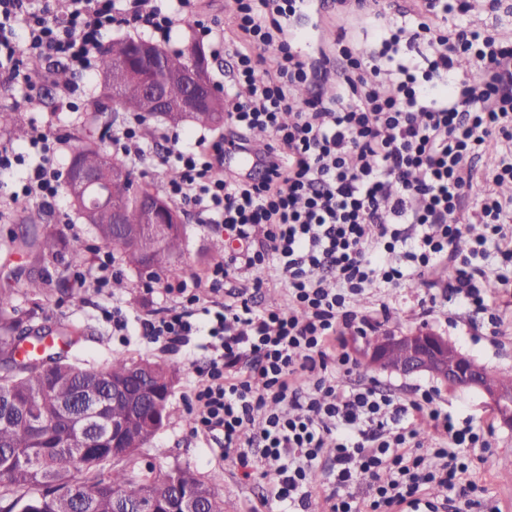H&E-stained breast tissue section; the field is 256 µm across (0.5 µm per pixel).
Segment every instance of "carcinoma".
<instances>
[{"label": "carcinoma", "mask_w": 512, "mask_h": 512, "mask_svg": "<svg viewBox=\"0 0 512 512\" xmlns=\"http://www.w3.org/2000/svg\"><path fill=\"white\" fill-rule=\"evenodd\" d=\"M132 38L114 41L103 53L100 72L102 95L93 102L89 121L100 118L118 104L129 105L128 111L141 116L154 113L152 101L141 95L139 75L155 74L151 63L131 64ZM192 62L184 51L165 52L166 68L180 71ZM175 124L189 122L197 127L218 129L224 125V104L216 112H196L184 117L179 112L166 113ZM0 128L16 138L26 136V129L13 113L0 110ZM112 156L88 139L72 150L65 179V192L83 223L93 227L105 243H112L111 214L103 202H116L126 209L124 250L127 264L136 268L147 265L153 274L179 271L183 252V233L163 237V245L150 234V225L138 207V197L148 195L145 185L136 183L132 173L125 178L115 173ZM84 170L98 177L99 185L76 196L72 175ZM26 220L34 227L33 236L13 238V248L34 250L40 260L54 265L66 250L79 251L78 242L65 240L50 224L41 209L29 211ZM61 281L48 276L30 277L20 288L0 289V512H127L138 500L155 501V509H174L175 500L159 496L166 490L152 477L153 469L144 468L140 460L133 466L112 460V449L100 447L101 436L78 434L68 417L69 403L80 389L109 398L112 381L127 380L138 370L140 382L149 381L157 390L159 402H150L144 414L148 424L136 427L131 434L133 454L146 448L171 418L169 399L177 382L176 372L165 363L149 360L129 361L116 357L103 368L81 367L69 360L66 349L80 342L77 330H64L57 339L63 349H46L45 357L17 359L19 346V299L34 306L59 288ZM184 486L203 489L207 512H224V499L218 496L189 467H175Z\"/></svg>", "instance_id": "carcinoma-1"}]
</instances>
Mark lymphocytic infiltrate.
<instances>
[{
	"label": "lymphocytic infiltrate",
	"instance_id": "obj_1",
	"mask_svg": "<svg viewBox=\"0 0 512 512\" xmlns=\"http://www.w3.org/2000/svg\"><path fill=\"white\" fill-rule=\"evenodd\" d=\"M162 11L151 0H0V86L37 90L46 61L93 72L113 28L168 38L189 0ZM338 15L370 25L375 46L353 56L339 28L338 61L312 59L292 19L317 0H229L223 23L199 37L229 57L228 125L239 147L252 130L271 141L260 180L224 165V144L198 137L166 158L179 171L167 193L203 224L238 243L224 262L177 290L173 305L137 316L149 342L170 346L207 334L210 356L188 384L194 436L235 451L244 477L274 466L265 505L306 512L315 471L329 459L330 512H471L484 489L470 475L487 431L454 419L439 393L402 400L376 385L344 384L358 362L345 331L367 322L356 303L406 283L441 295L500 327V304L483 285L512 292V30L466 19L469 0H332ZM390 81L382 95L376 79ZM59 140L33 126L25 152L0 145V186L27 165L25 196L61 194ZM493 154L489 178L476 166ZM470 235L468 253L455 241ZM278 286L285 303L257 307ZM208 317L195 321L196 312ZM371 482L353 491L358 476ZM432 485L442 501L425 499Z\"/></svg>",
	"mask_w": 512,
	"mask_h": 512
}]
</instances>
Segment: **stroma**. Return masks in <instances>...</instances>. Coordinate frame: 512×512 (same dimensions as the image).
Returning a JSON list of instances; mask_svg holds the SVG:
<instances>
[{
    "mask_svg": "<svg viewBox=\"0 0 512 512\" xmlns=\"http://www.w3.org/2000/svg\"><path fill=\"white\" fill-rule=\"evenodd\" d=\"M226 0H194L187 20L178 22L166 50H182L198 42V24H208L223 19ZM58 79L40 84L34 97H27L24 89L0 87V110L13 112L23 123L38 120L47 123L61 142L70 143L84 133L82 121L92 108L94 98L100 92L98 77L82 73L70 74L66 85L69 94H62ZM178 134L181 144L192 143L202 128L188 123H160L150 142L153 160L135 170V178L158 194H165L168 179L167 167L160 160L170 143L169 134ZM35 200L20 195L0 206V286L30 276L42 274L65 277L62 291L44 297L39 308L22 305L21 315H33L35 324L50 319L65 325L78 327L82 337L73 349L84 366L105 367L116 357L132 360L148 359L170 364L178 372V382L169 402L172 418L168 425L145 448L143 463L154 466L156 476H164L175 466H187L223 497L227 512H268L263 504L264 483L259 477L243 479L235 464L234 454H223L218 447L207 446L194 437L186 422L188 416L187 380L193 374L196 363L204 361V337L198 336L186 346L169 348L149 343L138 331L116 336L112 333V319L108 312L113 303L119 302L131 313L162 306V290L172 278H187L202 273L213 266L212 252L216 242L226 241L227 233L198 223L195 212L186 205L178 211L185 225V248L178 275L159 277L141 275L122 259H115L112 275L124 279L127 287L117 292L113 288L96 290L86 287L76 275L82 260L104 249L90 225L81 223L70 205L68 197H61L50 209V222L62 237L79 241L80 255H65L58 267H44L34 254H9V241L25 233L28 225L25 215L36 208ZM426 287L404 285L396 290L377 289L368 293L361 306L376 310L389 306V319L366 327L364 332H347L346 337L354 357L359 363L358 373L365 380L375 381L381 389L392 392L402 399L412 398L416 388H434L448 406L450 415L472 418L475 424L490 427V448L473 460L474 479L485 487V498L495 504L499 512H512V430L501 426L485 398L477 392L453 390L438 380L424 374L403 377L372 367L365 355L369 338L384 332L413 333L422 329L433 330L453 342L463 353L473 357L488 370L499 376L512 375V304L508 305L504 323L500 329H492L486 320L476 317L466 309L448 304L445 311H426L422 306L427 299Z\"/></svg>",
    "mask_w": 512,
    "mask_h": 512,
    "instance_id": "35a3bbf8",
    "label": "stroma"
}]
</instances>
